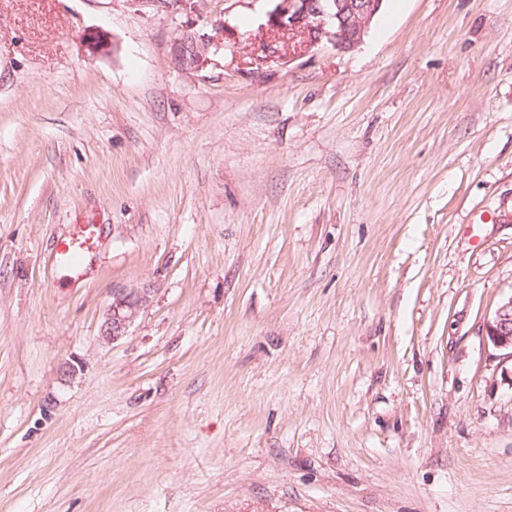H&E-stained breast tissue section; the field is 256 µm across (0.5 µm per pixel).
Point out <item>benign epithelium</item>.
I'll return each mask as SVG.
<instances>
[{
	"instance_id": "7a95c632",
	"label": "benign epithelium",
	"mask_w": 512,
	"mask_h": 512,
	"mask_svg": "<svg viewBox=\"0 0 512 512\" xmlns=\"http://www.w3.org/2000/svg\"><path fill=\"white\" fill-rule=\"evenodd\" d=\"M275 2L265 24L270 42L297 43L311 49L326 41L338 50L350 51L363 42L384 0ZM207 49L208 44H200L187 36L177 44L176 56L180 62L192 65ZM148 302L147 288L112 292V303L101 325L100 338L109 343L125 336L130 324ZM487 336L495 348L505 351V355L512 359V295L501 301L487 321Z\"/></svg>"
}]
</instances>
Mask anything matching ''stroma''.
I'll list each match as a JSON object with an SVG mask.
<instances>
[{"label":"stroma","mask_w":512,"mask_h":512,"mask_svg":"<svg viewBox=\"0 0 512 512\" xmlns=\"http://www.w3.org/2000/svg\"><path fill=\"white\" fill-rule=\"evenodd\" d=\"M273 7L0 0V512H512V0ZM267 15L269 49L272 43L288 41L311 49L326 41L336 49L350 51L358 47L368 33L384 0H274ZM298 40V41H297ZM209 43L199 44L195 38L187 36L176 46V56L179 61L186 65L197 63L202 53L208 49ZM100 236V227L92 222L74 224L70 233L58 240L56 245V258L59 262H73L77 266L83 264L86 250L90 249ZM149 289L136 288L130 291L112 292V303L109 305L100 328V338L105 342H114L125 336L140 310L149 302ZM487 336L492 345L506 351L505 355L512 361V295L501 301L487 321Z\"/></svg>","instance_id":"stroma-1"}]
</instances>
